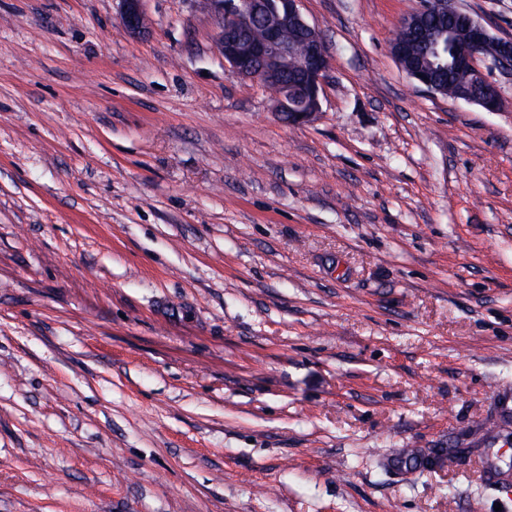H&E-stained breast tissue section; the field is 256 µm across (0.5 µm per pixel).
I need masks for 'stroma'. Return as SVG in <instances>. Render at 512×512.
<instances>
[{"label":"stroma","instance_id":"stroma-1","mask_svg":"<svg viewBox=\"0 0 512 512\" xmlns=\"http://www.w3.org/2000/svg\"><path fill=\"white\" fill-rule=\"evenodd\" d=\"M198 3L0 0V512H512V76L428 92L423 0H303L290 126ZM121 3V20L124 27L133 34L145 30V15L142 8L143 0H119Z\"/></svg>","mask_w":512,"mask_h":512}]
</instances>
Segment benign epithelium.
<instances>
[{"instance_id":"benign-epithelium-1","label":"benign epithelium","mask_w":512,"mask_h":512,"mask_svg":"<svg viewBox=\"0 0 512 512\" xmlns=\"http://www.w3.org/2000/svg\"><path fill=\"white\" fill-rule=\"evenodd\" d=\"M143 0H120L121 20L133 34L145 30ZM303 0H205L219 20L216 50L224 65L238 76L273 86L274 113L288 124L310 121L321 109L320 94L329 69L323 38L302 12ZM402 37L391 52L403 71L433 94L428 70L413 61L412 47L428 43L438 58L449 57L454 70L473 77L468 89L449 93L487 112L500 110L505 102L498 84L476 67L489 59L499 70L512 71V38L492 36L480 21L457 8L453 0H433L400 23Z\"/></svg>"}]
</instances>
